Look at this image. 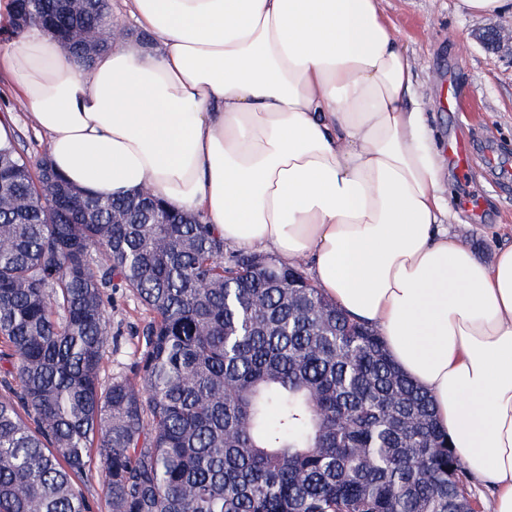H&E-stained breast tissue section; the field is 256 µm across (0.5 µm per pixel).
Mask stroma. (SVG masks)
Instances as JSON below:
<instances>
[{"instance_id":"obj_1","label":"stroma","mask_w":512,"mask_h":512,"mask_svg":"<svg viewBox=\"0 0 512 512\" xmlns=\"http://www.w3.org/2000/svg\"><path fill=\"white\" fill-rule=\"evenodd\" d=\"M395 37L413 69L415 101L426 116L450 211L449 235L492 263L512 245V50H486L475 38L500 24L512 32V15L470 12L463 0H382ZM11 113L15 137L31 158L46 151L31 107L0 71V114ZM468 150L460 164L453 148ZM111 340L103 375L132 373L139 357L136 334L151 314L129 290L107 289Z\"/></svg>"}]
</instances>
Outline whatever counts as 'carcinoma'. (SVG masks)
Returning a JSON list of instances; mask_svg holds the SVG:
<instances>
[{
  "label": "carcinoma",
  "instance_id": "1",
  "mask_svg": "<svg viewBox=\"0 0 512 512\" xmlns=\"http://www.w3.org/2000/svg\"><path fill=\"white\" fill-rule=\"evenodd\" d=\"M112 23L108 0H13L9 36L89 64ZM42 163L0 145V512H89L93 464L108 512L480 507L432 397L300 268L226 257L149 193L75 209ZM114 279L152 314L133 380L100 376Z\"/></svg>",
  "mask_w": 512,
  "mask_h": 512
}]
</instances>
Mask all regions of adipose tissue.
<instances>
[{
  "label": "adipose tissue",
  "instance_id": "1",
  "mask_svg": "<svg viewBox=\"0 0 512 512\" xmlns=\"http://www.w3.org/2000/svg\"><path fill=\"white\" fill-rule=\"evenodd\" d=\"M84 71L33 30L0 55L53 167L103 197L150 192L225 242L307 259L434 399L463 466L512 512V248L449 238L407 51L381 0H129Z\"/></svg>",
  "mask_w": 512,
  "mask_h": 512
}]
</instances>
